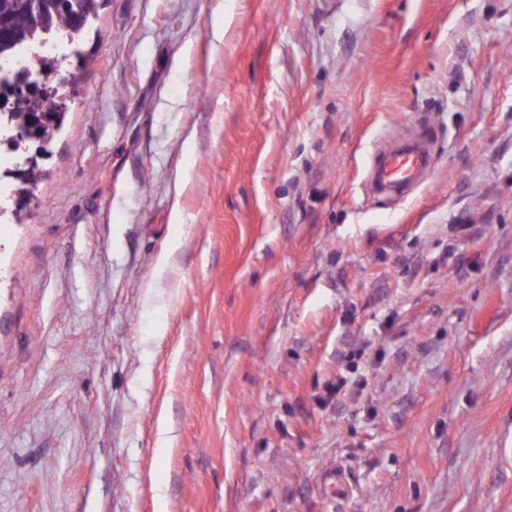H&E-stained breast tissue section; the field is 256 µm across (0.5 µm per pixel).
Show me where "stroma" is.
Returning a JSON list of instances; mask_svg holds the SVG:
<instances>
[{
    "label": "stroma",
    "instance_id": "35a3bbf8",
    "mask_svg": "<svg viewBox=\"0 0 512 512\" xmlns=\"http://www.w3.org/2000/svg\"><path fill=\"white\" fill-rule=\"evenodd\" d=\"M78 49L0 224V512H512V0H106ZM429 147L417 139H402L383 147L371 167L368 185L373 194L400 191L429 171Z\"/></svg>",
    "mask_w": 512,
    "mask_h": 512
}]
</instances>
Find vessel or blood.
Returning a JSON list of instances; mask_svg holds the SVG:
<instances>
[{
    "instance_id": "1",
    "label": "vessel or blood",
    "mask_w": 512,
    "mask_h": 512,
    "mask_svg": "<svg viewBox=\"0 0 512 512\" xmlns=\"http://www.w3.org/2000/svg\"><path fill=\"white\" fill-rule=\"evenodd\" d=\"M429 147L417 139H403L383 147L371 167L368 185L377 195L400 191L429 171Z\"/></svg>"
}]
</instances>
